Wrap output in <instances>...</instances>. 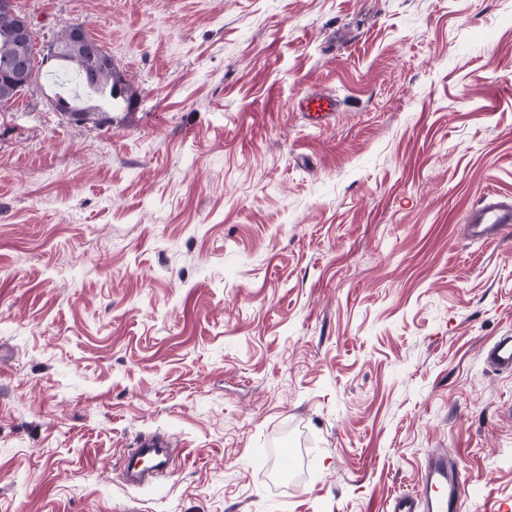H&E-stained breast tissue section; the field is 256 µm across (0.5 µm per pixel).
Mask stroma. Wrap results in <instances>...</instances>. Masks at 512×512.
Listing matches in <instances>:
<instances>
[{
	"label": "stroma",
	"instance_id": "35a3bbf8",
	"mask_svg": "<svg viewBox=\"0 0 512 512\" xmlns=\"http://www.w3.org/2000/svg\"><path fill=\"white\" fill-rule=\"evenodd\" d=\"M0 110V512H390L429 453L512 512V0H15ZM83 24L134 106L63 120ZM333 94L335 120L297 109ZM162 434L169 478L123 485ZM297 464L279 479L278 451ZM12 21L8 16L0 15V81L4 78L5 74L14 66L15 54L11 45V40L14 47L17 50L16 66L14 70L4 78L6 90L10 88L19 89L23 86L28 85L32 78V72L34 68V40H32L29 46V63L25 52L27 46L32 38V23L26 17H20L12 29ZM11 30V40H10ZM35 82V73L33 83L24 89L11 90L8 93V98L4 101L0 100V108H8L11 103H14L17 98L26 92H28ZM512 227V202L486 193L473 208L467 235L473 240H497ZM484 362L492 369L512 372V336L500 338L482 352ZM170 443H166L163 439L155 437H143L139 440L136 448H131L123 458L124 469L126 470V482L129 484L136 483L131 475L130 470L133 465V459L141 453H146L153 458L159 470L156 474H166L170 468L171 462L174 458L175 448H171ZM127 475L129 480L127 479Z\"/></svg>",
	"mask_w": 512,
	"mask_h": 512
}]
</instances>
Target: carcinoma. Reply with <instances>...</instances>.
Instances as JSON below:
<instances>
[{"label":"carcinoma","mask_w":512,"mask_h":512,"mask_svg":"<svg viewBox=\"0 0 512 512\" xmlns=\"http://www.w3.org/2000/svg\"><path fill=\"white\" fill-rule=\"evenodd\" d=\"M11 18L0 15V79L14 66L15 54L11 45L10 30ZM83 26L73 24L61 29L53 38V42L62 46V51L56 60L61 62V68L55 70V77L59 84L67 87L68 93L57 98L56 106L67 121H76L83 124L93 121L99 126L112 124V97L115 80L110 73L100 74L98 81L86 82L82 77V70L87 65V59L81 54L70 50L69 36L73 30H81ZM95 99L96 105L83 106V98Z\"/></svg>","instance_id":"cac0c4a2"}]
</instances>
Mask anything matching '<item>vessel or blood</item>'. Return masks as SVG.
I'll return each mask as SVG.
<instances>
[{"instance_id":"obj_1","label":"vessel or blood","mask_w":512,"mask_h":512,"mask_svg":"<svg viewBox=\"0 0 512 512\" xmlns=\"http://www.w3.org/2000/svg\"><path fill=\"white\" fill-rule=\"evenodd\" d=\"M298 106L315 122L329 121L336 110L334 99L321 93L303 96ZM512 229V202L494 194H485L473 208L466 226L471 239L489 241L501 238ZM485 363L501 372H512V336L500 338L482 352ZM153 458L160 473H167L175 450L163 439L141 438L136 448L130 449L123 458L124 467H132L140 454ZM391 512H462L459 468L447 455H430L421 474L420 489L415 494L396 496Z\"/></svg>"}]
</instances>
